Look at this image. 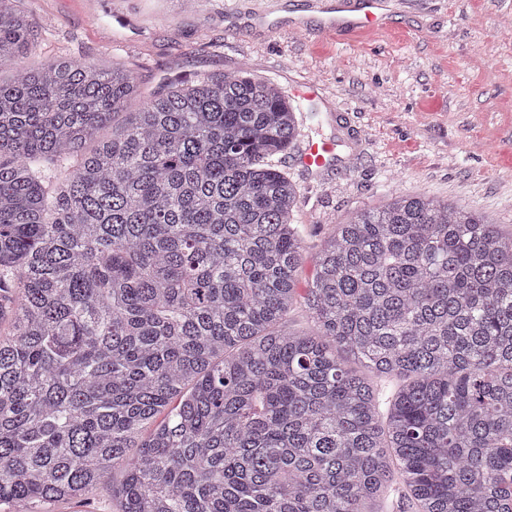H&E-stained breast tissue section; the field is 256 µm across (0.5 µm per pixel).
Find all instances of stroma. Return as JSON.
<instances>
[{
	"label": "stroma",
	"instance_id": "obj_1",
	"mask_svg": "<svg viewBox=\"0 0 512 512\" xmlns=\"http://www.w3.org/2000/svg\"><path fill=\"white\" fill-rule=\"evenodd\" d=\"M311 0H25L38 23L29 62L118 61L144 92L173 76L248 67L299 100L301 141L331 139L334 162L279 167L302 194L307 246L397 187L462 206L512 232V0H386L378 32L323 27ZM30 512H117L113 484Z\"/></svg>",
	"mask_w": 512,
	"mask_h": 512
}]
</instances>
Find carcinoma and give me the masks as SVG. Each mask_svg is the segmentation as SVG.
Listing matches in <instances>:
<instances>
[{"label":"carcinoma","instance_id":"cac0c4a2","mask_svg":"<svg viewBox=\"0 0 512 512\" xmlns=\"http://www.w3.org/2000/svg\"><path fill=\"white\" fill-rule=\"evenodd\" d=\"M18 2L0 503L87 500L120 466L119 512H378L396 485L410 512H512V233L393 190L310 254L274 161L301 136L288 94L247 69L143 93L118 64L17 63Z\"/></svg>","mask_w":512,"mask_h":512}]
</instances>
